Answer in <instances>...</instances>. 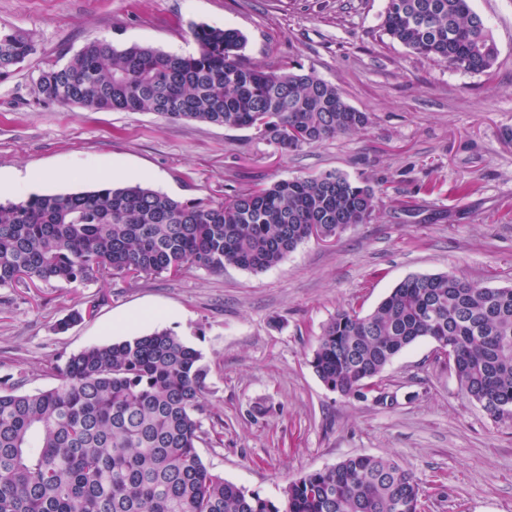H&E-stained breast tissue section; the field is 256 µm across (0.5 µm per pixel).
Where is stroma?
<instances>
[{
	"label": "stroma",
	"instance_id": "obj_1",
	"mask_svg": "<svg viewBox=\"0 0 512 512\" xmlns=\"http://www.w3.org/2000/svg\"><path fill=\"white\" fill-rule=\"evenodd\" d=\"M386 0H0V27L38 52L0 79V177L26 195L93 189L106 170L180 201L220 200L258 183L337 171L388 186L375 219L331 241L310 239L262 273L234 266L179 277L107 276L86 284L0 288V376L24 368L25 390L59 378L52 357L167 328L211 367L200 444L210 471L279 500L305 473L354 455L410 469L421 512H512V419L465 399L451 364L422 339L344 398L309 365L337 310H373L406 277L451 272L512 286V0H472L497 48L493 77L411 54L381 28ZM195 24L240 30L254 65H303L369 113L363 132L283 154L255 130L170 121L145 112L38 103L45 63L88 42L189 54ZM98 300L67 332L59 320ZM268 411L255 417L251 409Z\"/></svg>",
	"mask_w": 512,
	"mask_h": 512
}]
</instances>
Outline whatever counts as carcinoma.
Wrapping results in <instances>:
<instances>
[{
    "label": "carcinoma",
    "instance_id": "obj_1",
    "mask_svg": "<svg viewBox=\"0 0 512 512\" xmlns=\"http://www.w3.org/2000/svg\"><path fill=\"white\" fill-rule=\"evenodd\" d=\"M382 30L411 53L492 77L495 41L470 0H386ZM193 54L87 43L39 71L46 106L148 112L168 120L254 129L283 153L371 123L342 90L288 62L254 66L236 29L196 24ZM37 51L0 28V78ZM386 191L336 171L273 180L221 201L181 202L140 183L0 202V288L82 284L105 275L259 273L300 244L369 223ZM98 304L73 311L67 329ZM421 339L446 342L461 394L512 418V286L453 273L413 275L371 312H336L309 364L331 391L367 398L372 380ZM60 383L22 392L26 372L0 378V512H418L423 489L393 459L356 455L263 498L211 472L210 369L167 329L85 347L50 361Z\"/></svg>",
    "mask_w": 512,
    "mask_h": 512
}]
</instances>
